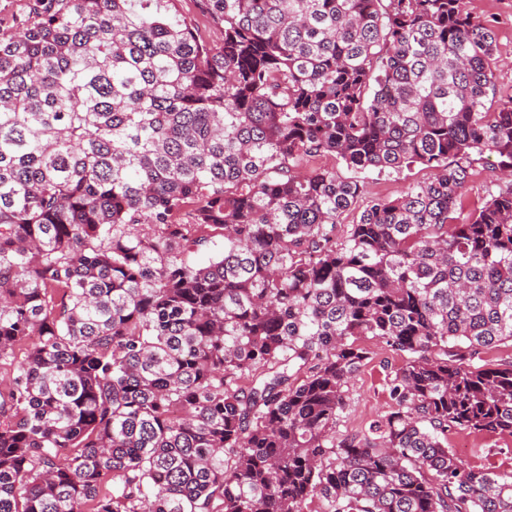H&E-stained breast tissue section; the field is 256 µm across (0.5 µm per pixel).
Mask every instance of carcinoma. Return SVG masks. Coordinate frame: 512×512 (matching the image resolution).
I'll use <instances>...</instances> for the list:
<instances>
[{"label": "carcinoma", "mask_w": 512, "mask_h": 512, "mask_svg": "<svg viewBox=\"0 0 512 512\" xmlns=\"http://www.w3.org/2000/svg\"><path fill=\"white\" fill-rule=\"evenodd\" d=\"M28 0L0 37V512H512V96L466 0ZM432 177L373 198L334 169ZM502 178L460 200L475 159ZM194 203L189 223L176 216ZM209 230L224 251L196 265ZM383 340L391 410L339 439ZM319 502L318 510L310 504ZM206 0H176L175 7L185 21L193 26L198 34L218 52L224 43V34L208 11ZM462 441L467 443V448H458ZM448 447L476 468L512 470V436L508 434L474 436L462 432L450 433Z\"/></svg>", "instance_id": "obj_1"}]
</instances>
